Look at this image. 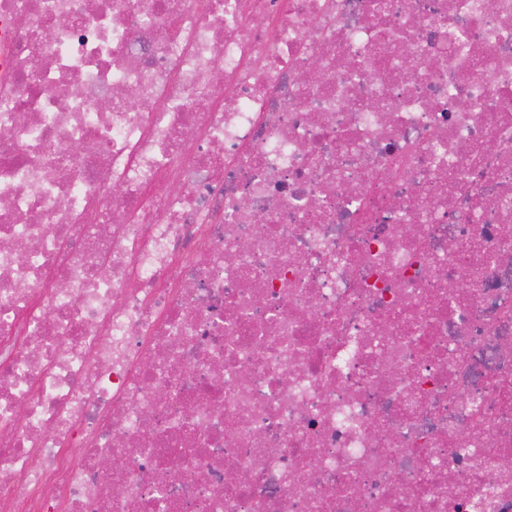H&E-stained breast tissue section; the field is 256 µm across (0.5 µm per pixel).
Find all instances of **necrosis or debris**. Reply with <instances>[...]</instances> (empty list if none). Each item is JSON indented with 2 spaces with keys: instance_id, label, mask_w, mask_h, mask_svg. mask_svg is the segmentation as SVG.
<instances>
[{
  "instance_id": "necrosis-or-debris-1",
  "label": "necrosis or debris",
  "mask_w": 512,
  "mask_h": 512,
  "mask_svg": "<svg viewBox=\"0 0 512 512\" xmlns=\"http://www.w3.org/2000/svg\"><path fill=\"white\" fill-rule=\"evenodd\" d=\"M1 20L0 512H512V0Z\"/></svg>"
}]
</instances>
